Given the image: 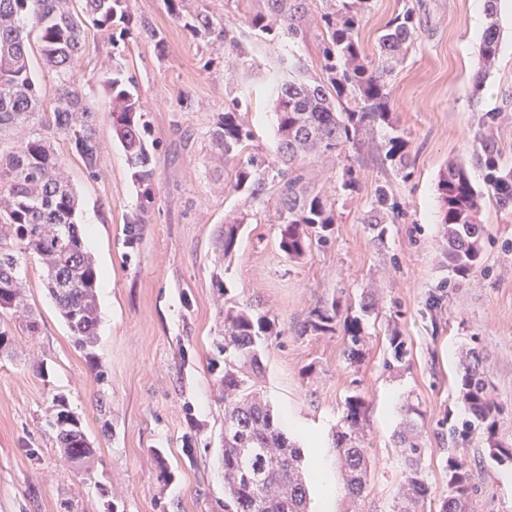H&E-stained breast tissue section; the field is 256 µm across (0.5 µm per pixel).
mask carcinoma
<instances>
[{
  "label": "carcinoma",
  "mask_w": 512,
  "mask_h": 512,
  "mask_svg": "<svg viewBox=\"0 0 512 512\" xmlns=\"http://www.w3.org/2000/svg\"><path fill=\"white\" fill-rule=\"evenodd\" d=\"M128 0H0V351L11 340L5 315H25L22 332L35 336L40 330L26 298L20 275L23 261L34 257L43 271L44 286L54 300L75 343L87 349L97 341L99 322L96 288L99 270L86 249L79 229L81 200L62 174L55 140L63 138L84 169L96 175L100 166L98 133L84 102L80 80L70 63L87 48L89 28H111L128 22ZM368 0H346L342 8L329 3L320 15L326 39L321 68L325 78L306 76L305 66L290 51L278 54L277 71L268 77L275 97L273 116L278 140L271 158L248 150L251 132L241 121L239 100L234 98L218 113L209 134L210 155L236 163L232 190L264 201L271 189L278 193L281 224L279 248L290 260H299L327 241L334 224L332 203L320 194L299 188L293 166L311 153L331 152L348 143L355 145L362 131L389 116L388 87L397 64L414 42L417 31L414 10L407 8L391 18L378 38L379 63L362 57L359 27ZM306 0H263V5L244 20L254 34L272 49L279 42L303 40L302 18ZM498 0H484L487 25L480 56L483 66L473 79L479 93L486 74L501 48L497 22ZM237 21L216 20L204 12L191 16L188 26L205 43L222 42L238 47ZM38 51L45 66L57 78L50 112H45L31 69V54ZM110 94L112 137L123 147L132 178L147 202L154 199L157 170L145 134L147 108L138 88L126 76L122 55L112 57V68L99 77ZM478 161L484 170L485 190L475 187L463 163H450L442 172L438 190L448 269L465 277L481 261L484 225L480 213L485 199L501 209H512V170L500 165V154L489 139L480 142ZM373 215L367 223L379 226L399 216L398 205L387 191L378 190ZM247 223L241 214L224 224L216 241L219 265L231 257L240 229ZM144 234V219L131 216L125 224V244L135 250ZM370 303L360 304V315L344 324V354L350 364L364 355L365 317ZM336 303L310 311L301 334L325 335L335 331ZM218 353L224 356V375L218 380L224 403V512H310L307 463L302 448L285 433L273 410L256 389L253 376L261 369V347L274 335L275 322L258 316L247 306L219 310ZM391 358L384 367L393 370L405 362L407 350L399 337L390 338ZM460 392L471 419L453 433L460 436L482 427L488 437L495 429L494 407L486 383L477 368L465 373ZM49 424L61 455L78 473H88L95 455L81 420L55 396ZM365 401L359 394L345 399L341 424L333 447L341 465L349 498H362L370 473L363 420ZM421 412L407 405L395 443L400 448L403 484L394 512H418L429 500L431 489L422 469L427 451L418 419ZM472 491L469 470L457 458L448 457V494L440 512H461Z\"/></svg>",
  "instance_id": "1"
}]
</instances>
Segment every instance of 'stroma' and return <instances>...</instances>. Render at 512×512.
<instances>
[{
	"label": "stroma",
	"instance_id": "stroma-1",
	"mask_svg": "<svg viewBox=\"0 0 512 512\" xmlns=\"http://www.w3.org/2000/svg\"><path fill=\"white\" fill-rule=\"evenodd\" d=\"M258 0H182L172 14L167 0H128L126 32L89 29V50L73 67L99 131L100 170L89 176L66 141L55 143L82 200V224L93 225L85 246L102 281L97 341L78 348L28 259L23 273L38 336L15 334L0 357V512H224L220 438L224 406L213 368L219 305L250 306L274 319L277 333L262 351L257 380L275 415L291 414L308 462L324 457L335 472V512H393L403 482L394 434L402 408L421 411L427 452L422 467L432 490L424 512H439L448 489V459L471 471L473 491L464 512H512V464L489 458V438L512 446V210L486 202L483 259L467 277L448 268L440 224L438 179L448 162L466 164L475 185L484 172L476 160L482 139H492L512 168V0H500L502 48L480 91L479 45L486 19L478 0H369L360 41L369 63L378 61V37L404 8L419 21L417 38L389 86L391 124L364 133L361 147L307 156L296 168L308 192L328 196L336 222L326 244L289 261L278 243L276 192L264 201L233 191L234 162L209 155V132L231 98L243 102L252 151L274 156L272 101L266 80L272 50L236 31V49L206 44L185 26L205 12L244 20ZM322 0H310L307 35L293 51L310 75L321 73ZM159 29L161 40L145 36ZM122 53L149 112L157 181L145 204L120 145L98 82ZM406 142V162L387 155L390 137ZM401 215L376 238L366 219L379 189ZM251 215L216 289L215 241L224 220ZM145 212L137 250L124 243L128 217ZM379 311L368 319L371 338L358 366L344 356L343 325L323 336L304 335L302 323L319 304L337 303L340 317L356 315L362 293ZM408 348L400 373L384 370L387 339ZM478 367L495 408L493 433L475 430L452 438L449 426L469 414L457 382ZM361 392L367 407L365 446L372 461L367 488L350 504L333 435L344 400ZM63 395L96 450L89 474L61 458L48 424L53 395ZM169 478H161V469Z\"/></svg>",
	"mask_w": 512,
	"mask_h": 512
}]
</instances>
